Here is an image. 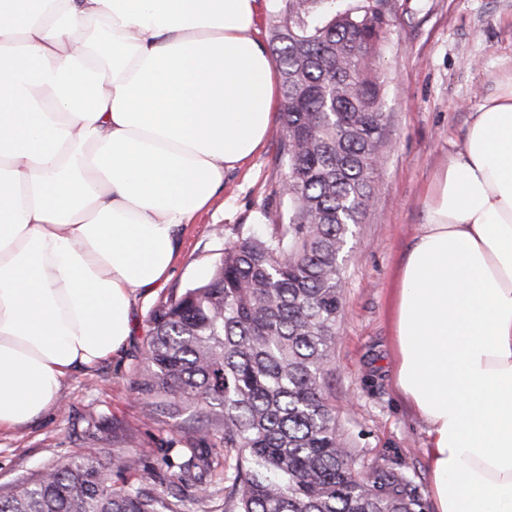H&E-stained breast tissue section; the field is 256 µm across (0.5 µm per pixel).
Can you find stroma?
<instances>
[{"label":"stroma","mask_w":512,"mask_h":512,"mask_svg":"<svg viewBox=\"0 0 512 512\" xmlns=\"http://www.w3.org/2000/svg\"><path fill=\"white\" fill-rule=\"evenodd\" d=\"M392 25L377 61L382 111L391 115L375 204L349 243L343 308L326 379L327 398L353 469L402 474L421 512H435L423 448L426 426L394 385L391 307L397 270L424 221V199L438 170L460 148L478 106L512 82V0H389ZM279 128L228 173L208 209L186 226L178 259L157 288L132 296L133 332L112 360L72 373L58 406L39 420L0 431V489L77 452L100 457L130 450L144 476L178 461L129 391L150 330L151 310L205 279L238 234L287 221V170L277 156ZM120 425L114 440L88 434L92 419Z\"/></svg>","instance_id":"obj_1"}]
</instances>
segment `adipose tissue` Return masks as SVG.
Segmentation results:
<instances>
[{"label": "adipose tissue", "mask_w": 512, "mask_h": 512, "mask_svg": "<svg viewBox=\"0 0 512 512\" xmlns=\"http://www.w3.org/2000/svg\"><path fill=\"white\" fill-rule=\"evenodd\" d=\"M258 0H0V430L117 355L266 140ZM437 512H512V85L436 176L392 310Z\"/></svg>", "instance_id": "obj_1"}]
</instances>
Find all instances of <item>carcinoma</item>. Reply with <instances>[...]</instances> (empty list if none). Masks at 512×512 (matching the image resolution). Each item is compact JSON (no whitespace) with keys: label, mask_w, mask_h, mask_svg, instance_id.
<instances>
[{"label":"carcinoma","mask_w":512,"mask_h":512,"mask_svg":"<svg viewBox=\"0 0 512 512\" xmlns=\"http://www.w3.org/2000/svg\"><path fill=\"white\" fill-rule=\"evenodd\" d=\"M387 0H285L281 78L288 223L230 242L200 285L158 304L130 391L189 459L76 453L0 490V512H419L392 471L358 477L324 390L342 310L344 245L375 203L390 116L376 61Z\"/></svg>","instance_id":"obj_1"}]
</instances>
